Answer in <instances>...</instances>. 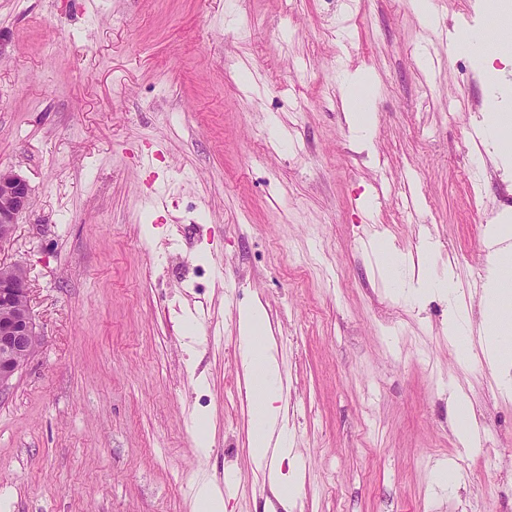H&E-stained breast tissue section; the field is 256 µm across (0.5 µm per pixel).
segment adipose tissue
<instances>
[{"instance_id": "1", "label": "adipose tissue", "mask_w": 512, "mask_h": 512, "mask_svg": "<svg viewBox=\"0 0 512 512\" xmlns=\"http://www.w3.org/2000/svg\"><path fill=\"white\" fill-rule=\"evenodd\" d=\"M408 293L416 297L437 296L448 302V340L457 348L459 363H469L475 356H483L497 370L499 386L503 394H512V353L508 352L498 332L496 301L505 291L512 289V268L494 270L486 284L485 330L479 340H472L470 322L460 308L454 283L453 271H445L440 279H429L420 273L406 281ZM264 318L261 308H253L240 316V345L250 377L254 379L256 402L252 408L250 448L258 468L268 470L271 484L282 502H289L295 495L294 482L282 479L280 464L291 450L287 447L272 448L271 441L279 425L280 398L278 368L269 354L265 338Z\"/></svg>"}]
</instances>
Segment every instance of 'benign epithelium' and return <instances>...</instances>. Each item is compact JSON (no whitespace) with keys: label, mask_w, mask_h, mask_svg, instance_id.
Listing matches in <instances>:
<instances>
[{"label":"benign epithelium","mask_w":512,"mask_h":512,"mask_svg":"<svg viewBox=\"0 0 512 512\" xmlns=\"http://www.w3.org/2000/svg\"><path fill=\"white\" fill-rule=\"evenodd\" d=\"M31 203L28 182L11 169L0 168V247L14 238L19 216ZM0 307L10 313L0 319V393L36 353L38 336L31 312L27 269L0 258Z\"/></svg>","instance_id":"7a95c632"}]
</instances>
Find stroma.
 I'll return each mask as SVG.
<instances>
[{"instance_id": "obj_1", "label": "stroma", "mask_w": 512, "mask_h": 512, "mask_svg": "<svg viewBox=\"0 0 512 512\" xmlns=\"http://www.w3.org/2000/svg\"><path fill=\"white\" fill-rule=\"evenodd\" d=\"M500 3L432 0L429 24L409 0H0V167L32 189L0 259L27 267L41 339L0 394V512H194L228 477L226 512H512V400L378 253L430 238L479 330L512 157L479 138L495 74L447 33L512 30ZM257 303L286 509L249 448ZM452 388L484 420L467 448ZM366 82L367 80H356L344 83L342 86L344 97L351 109L350 121L359 132L360 140L363 139V135L368 131V121L371 114L368 112L370 103H368L367 99L359 100L358 98L360 88Z\"/></svg>"}]
</instances>
